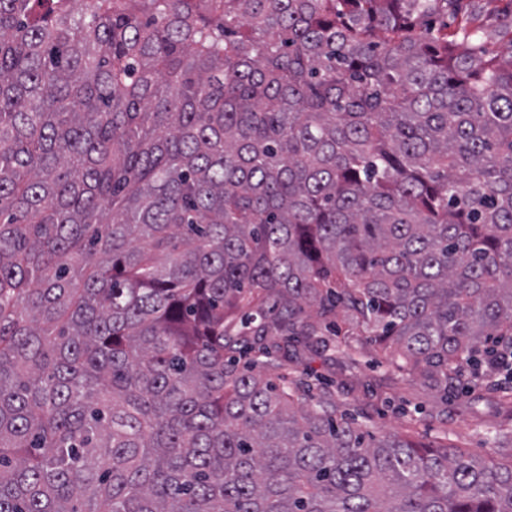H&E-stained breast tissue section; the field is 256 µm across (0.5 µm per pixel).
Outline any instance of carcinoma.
Masks as SVG:
<instances>
[{"instance_id":"cac0c4a2","label":"carcinoma","mask_w":512,"mask_h":512,"mask_svg":"<svg viewBox=\"0 0 512 512\" xmlns=\"http://www.w3.org/2000/svg\"><path fill=\"white\" fill-rule=\"evenodd\" d=\"M460 2L0 0V512H512L236 359L512 343V54Z\"/></svg>"}]
</instances>
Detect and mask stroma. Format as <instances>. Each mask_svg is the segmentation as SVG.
I'll use <instances>...</instances> for the list:
<instances>
[{
	"mask_svg": "<svg viewBox=\"0 0 512 512\" xmlns=\"http://www.w3.org/2000/svg\"><path fill=\"white\" fill-rule=\"evenodd\" d=\"M357 364L335 347L314 346L301 359L285 362L284 372L313 388L331 383L339 412L367 423L377 434L399 433L422 446L447 438L462 452L512 462L511 448L494 447L492 431L512 430V409L489 384L465 391L432 387L422 376L400 379L379 363L380 346L356 339Z\"/></svg>",
	"mask_w": 512,
	"mask_h": 512,
	"instance_id": "35a3bbf8",
	"label": "stroma"
}]
</instances>
